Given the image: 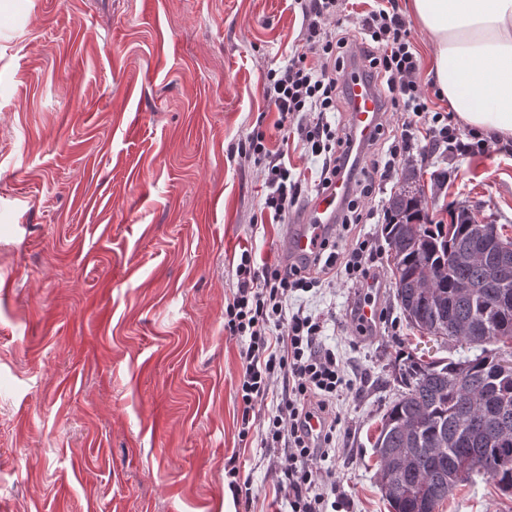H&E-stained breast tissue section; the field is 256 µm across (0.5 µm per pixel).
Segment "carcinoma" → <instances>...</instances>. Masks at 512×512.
I'll return each instance as SVG.
<instances>
[{"label": "carcinoma", "mask_w": 512, "mask_h": 512, "mask_svg": "<svg viewBox=\"0 0 512 512\" xmlns=\"http://www.w3.org/2000/svg\"><path fill=\"white\" fill-rule=\"evenodd\" d=\"M415 165L402 171V187L389 201L391 219L383 226L390 251L396 298L408 325L424 332L447 321L449 339L479 345L482 351L465 360L424 361L410 356L398 363L395 380L402 387L383 415L372 443L378 466L387 454L400 450L413 457L403 478L425 489L433 512L448 499L458 483L451 480L456 461L471 460L470 471L484 472L502 491L512 488V412L488 419L491 438L476 435L458 441L463 423L482 416L481 401L495 387L512 404V376L499 379L501 358L487 346L497 344L482 332L491 314V285L512 287V267L503 270L473 257L476 232L494 229L482 224L466 207L448 211L445 224L429 216ZM418 448H443L441 471L416 460ZM391 512H423L412 499L385 496Z\"/></svg>", "instance_id": "obj_1"}]
</instances>
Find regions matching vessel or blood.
<instances>
[{
  "instance_id": "vessel-or-blood-1",
  "label": "vessel or blood",
  "mask_w": 512,
  "mask_h": 512,
  "mask_svg": "<svg viewBox=\"0 0 512 512\" xmlns=\"http://www.w3.org/2000/svg\"><path fill=\"white\" fill-rule=\"evenodd\" d=\"M347 90L352 134L357 142L363 143L372 136L381 119L382 103L360 70H350ZM350 188L348 179L337 177L328 189L314 197L305 216L297 223L289 225L285 245L288 258H305L318 252L324 238L335 224Z\"/></svg>"
}]
</instances>
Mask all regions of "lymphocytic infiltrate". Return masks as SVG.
<instances>
[{"instance_id":"lymphocytic-infiltrate-1","label":"lymphocytic infiltrate","mask_w":512,"mask_h":512,"mask_svg":"<svg viewBox=\"0 0 512 512\" xmlns=\"http://www.w3.org/2000/svg\"><path fill=\"white\" fill-rule=\"evenodd\" d=\"M292 2L303 17L302 50L286 66L269 72L264 98L279 115L277 127L295 125L306 152L321 159L317 190L326 189L347 164L349 126L331 125L327 116L342 111L347 102L345 76L351 60H359L385 111L401 113L403 119L400 135L390 137L378 129L376 141L387 142L388 148L370 153L334 236L323 241L318 254L301 263L261 265L252 249L242 248L235 267L236 289L224 307L225 330L247 342L236 388L242 406L240 437L249 435L257 405L267 399L274 383H281L280 399L265 418L261 442L288 481L291 512H328L336 485L324 478L318 463L335 446L336 400L351 382L335 354L319 347V318L300 310L287 312L285 301L291 292L331 286L342 277L358 283L375 280L377 247L358 239L342 254L335 235L373 218L374 209L364 203L410 154L415 132H424L432 145L448 143L462 153L474 146L446 138L440 115L426 117V94L417 80L420 61L396 0H378L362 18L357 34L343 24L347 0ZM239 154L263 170L267 193L262 217L273 224L283 221L302 194L303 179L292 174L283 152L268 147L263 131L252 132ZM314 420L320 425L315 432L310 429Z\"/></svg>"}]
</instances>
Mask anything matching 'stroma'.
I'll use <instances>...</instances> for the list:
<instances>
[{
	"instance_id": "1",
	"label": "stroma",
	"mask_w": 512,
	"mask_h": 512,
	"mask_svg": "<svg viewBox=\"0 0 512 512\" xmlns=\"http://www.w3.org/2000/svg\"><path fill=\"white\" fill-rule=\"evenodd\" d=\"M291 0H0V512H288L259 429L240 438L244 343L224 330L232 257L284 258L259 223L263 175L238 147L262 130L302 174L320 164L275 127L269 70L300 50ZM410 154L428 209L466 205L512 238V138ZM358 284L289 294L353 382L327 466L342 512H390L372 443L396 353L479 350L407 325L390 257L385 321L358 335ZM253 490L235 504L224 467ZM439 512H512L474 474Z\"/></svg>"
}]
</instances>
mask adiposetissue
Listing matches in <instances>:
<instances>
[{"instance_id":"ef3b65f1","label":"adipose tissue","mask_w":512,"mask_h":512,"mask_svg":"<svg viewBox=\"0 0 512 512\" xmlns=\"http://www.w3.org/2000/svg\"><path fill=\"white\" fill-rule=\"evenodd\" d=\"M436 87L468 126L512 138V0H410Z\"/></svg>"}]
</instances>
